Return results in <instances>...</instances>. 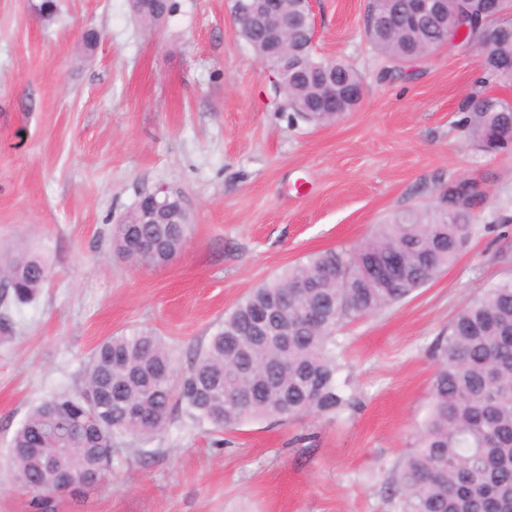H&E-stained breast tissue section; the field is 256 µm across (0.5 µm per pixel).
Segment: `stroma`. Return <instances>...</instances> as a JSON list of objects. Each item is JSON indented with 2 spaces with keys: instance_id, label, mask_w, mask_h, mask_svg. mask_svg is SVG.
<instances>
[{
  "instance_id": "1",
  "label": "stroma",
  "mask_w": 512,
  "mask_h": 512,
  "mask_svg": "<svg viewBox=\"0 0 512 512\" xmlns=\"http://www.w3.org/2000/svg\"><path fill=\"white\" fill-rule=\"evenodd\" d=\"M36 2L0 0V250L32 245L52 266L33 303L0 304L13 322L0 338V512H31L9 462L15 430L82 385L101 341L146 327L186 356L251 288L475 176L487 198L456 263L340 331L351 405L221 434L181 414L124 439L86 497L52 500L53 512H401L389 487L429 414L434 346L512 275V154L478 151L460 111L476 62L444 49L385 76L366 0H317L316 53L349 64L366 92L315 125L282 111L232 0H172L150 28L129 0H56L49 20ZM160 185L184 195L191 228L169 264L135 268L110 229Z\"/></svg>"
}]
</instances>
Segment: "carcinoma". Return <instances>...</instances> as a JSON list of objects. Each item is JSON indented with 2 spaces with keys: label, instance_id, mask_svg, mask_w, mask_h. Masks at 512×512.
Segmentation results:
<instances>
[{
  "label": "carcinoma",
  "instance_id": "cac0c4a2",
  "mask_svg": "<svg viewBox=\"0 0 512 512\" xmlns=\"http://www.w3.org/2000/svg\"><path fill=\"white\" fill-rule=\"evenodd\" d=\"M413 0H367L364 26L373 48L388 62L384 73L403 75L404 63L424 56L448 35L440 19H408ZM298 18L302 0H265ZM173 11L155 0L139 15ZM459 16L462 44L478 50L480 76L461 107L479 150L494 156L512 144L494 129L512 124V99L487 94L491 84L512 86V0H448ZM256 56L284 85L282 108L311 112L329 123L352 111L363 86L356 71L309 45V26L288 30V52L301 50L295 68L257 28H239ZM486 198L477 180L454 179L427 206L398 213L373 227L351 248L327 249L261 283L224 314L207 342L180 369L163 337L150 329L110 336L93 350L77 391L54 392L34 405L11 440L17 484L31 496L32 512H49L61 473L45 455L65 456L69 473L111 472L123 437L148 439L170 424L179 409L193 422L233 430L262 417L291 421L338 411L350 403L339 383L338 332L409 297L452 265L466 248ZM175 201L154 224H114L112 248L125 258L157 267L181 249L188 225ZM399 257L411 268L390 276ZM51 265L37 250L0 254V300L30 303L48 281ZM308 287L303 288L301 284ZM313 309L320 318L310 322ZM269 313L272 331L260 336L252 323ZM438 360L430 414L392 480L403 512H512V277L486 288L460 308L448 335L435 346Z\"/></svg>",
  "mask_w": 512,
  "mask_h": 512
}]
</instances>
